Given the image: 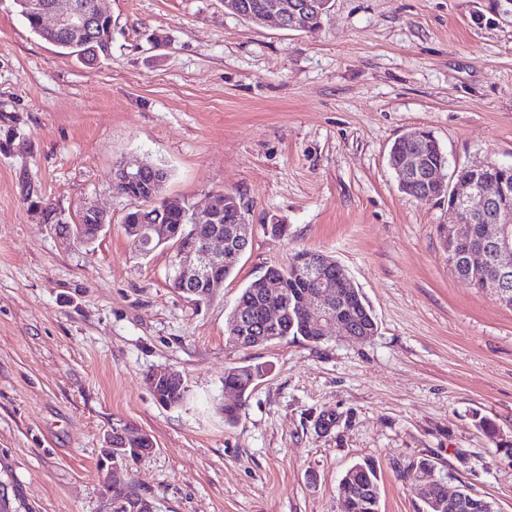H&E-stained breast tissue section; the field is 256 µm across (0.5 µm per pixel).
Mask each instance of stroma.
Listing matches in <instances>:
<instances>
[{
    "mask_svg": "<svg viewBox=\"0 0 512 512\" xmlns=\"http://www.w3.org/2000/svg\"><path fill=\"white\" fill-rule=\"evenodd\" d=\"M101 6L112 54L80 62L0 0V479L32 512H103L104 438L131 424L155 448L128 479L159 512H344L363 460L380 512H422L423 459L512 512L496 446L512 443V309L451 271L447 200L401 193L389 164L418 127L449 167L512 164V17L495 0H333L294 31L224 0ZM134 160L195 211L240 197L252 244L208 306L173 288L168 247L132 248L112 178ZM85 203L110 219L92 244L46 221ZM303 249L346 271L375 335L229 346L241 288ZM247 364L265 375L229 425L224 372ZM160 368L182 404L154 399ZM177 377V372L171 369L153 372L148 377L149 388L160 405H165L166 401L167 406H176L183 402L186 390L179 383L172 382L165 388L164 395L166 398L161 391L169 382ZM351 470L354 471L352 475L349 474ZM346 477H348V479L353 482V485H354L353 489L359 490L365 486H374V488H375L376 501L373 505V508L375 509V511H370V510H358V511L351 510V511L352 512H380V509H379V498H380L379 479H378V475H377V471H376L375 467L372 464H370L369 462L355 464L346 472L342 481H344Z\"/></svg>",
    "mask_w": 512,
    "mask_h": 512,
    "instance_id": "stroma-1",
    "label": "stroma"
}]
</instances>
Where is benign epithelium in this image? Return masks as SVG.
Masks as SVG:
<instances>
[{"label":"benign epithelium","instance_id":"7a95c632","mask_svg":"<svg viewBox=\"0 0 512 512\" xmlns=\"http://www.w3.org/2000/svg\"><path fill=\"white\" fill-rule=\"evenodd\" d=\"M325 4L322 0H271L259 10L249 14L255 24L274 21L278 26L289 29L302 26L311 28L306 15L320 17ZM25 14L50 19L48 29L53 32V43L62 40L81 49H89L92 59L99 56L94 44L96 22L108 17L101 7L95 12L86 10L81 0H24ZM145 169L144 164L119 167L118 182L128 186L137 183ZM402 187L412 197H423L422 187L447 185L441 164L427 166L421 163L420 154L405 159L394 166ZM509 169L507 165L495 167L486 163L470 166L471 177L459 180L453 187V201L448 209V223L441 226L443 244L448 253V263L453 269H465L475 277V287L490 294L496 301L512 308V184L500 178L499 172ZM223 193L211 194L203 215L191 212V223L199 228L208 225V232L202 239L178 235L170 224H126L132 241L140 246L144 254H150L158 247L169 243L173 251L170 279L176 289L184 294L203 290L212 295L214 288L223 283L222 277L214 270L241 258L249 246L251 227L248 224H220L224 211ZM110 223L107 214L92 206H83L69 225L70 235L78 242L88 244ZM296 269L302 270L312 283L305 312L313 324L317 339H327V332L336 327V335L357 340L369 336L360 334L339 307L341 300L350 293L352 284L341 267H336L338 282L323 273V260L307 252L292 259ZM270 304L262 314L261 321L254 322L248 314H235L234 327L240 334H255L273 326L285 314L282 284L268 275L259 280ZM178 374L174 370H161L148 377L149 388L155 400L166 404L162 389ZM152 441L146 432L135 427L115 429L105 438L101 458L100 481L105 502L104 512H112V490L121 491L126 512H156L154 505L136 495L120 478L122 471L129 468L130 461L149 452L145 444ZM425 495H438L434 500L439 512H492L490 504L481 496L461 485L455 492L446 493L443 481L436 475L420 480Z\"/></svg>","mask_w":512,"mask_h":512}]
</instances>
